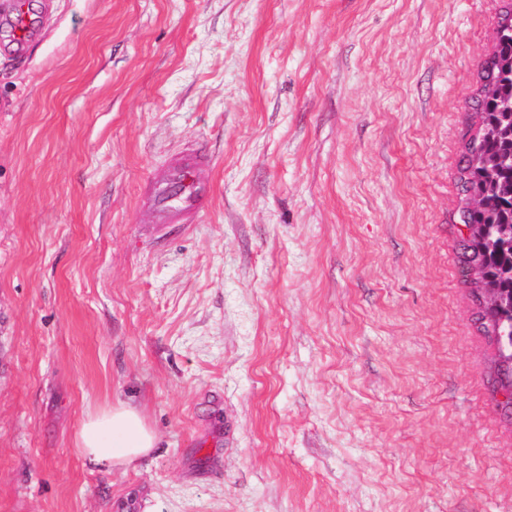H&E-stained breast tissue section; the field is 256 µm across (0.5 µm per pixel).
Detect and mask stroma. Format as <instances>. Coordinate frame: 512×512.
Segmentation results:
<instances>
[{"label":"stroma","mask_w":512,"mask_h":512,"mask_svg":"<svg viewBox=\"0 0 512 512\" xmlns=\"http://www.w3.org/2000/svg\"><path fill=\"white\" fill-rule=\"evenodd\" d=\"M508 0H45L0 35V512H512L458 169ZM205 142L214 197L139 187ZM127 401L156 446L72 441ZM12 4L5 11L8 15L1 18V22L9 23V41L20 52L25 51L33 42L39 18L32 9L30 0H12ZM211 158L197 143L173 155L147 178L141 201L155 216V224H196L210 203L211 187L198 173ZM155 444V433L144 414L122 401L87 412L73 438L78 455L94 466L110 470L148 455Z\"/></svg>","instance_id":"stroma-1"}]
</instances>
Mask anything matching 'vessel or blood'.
<instances>
[{
	"label": "vessel or blood",
	"instance_id": "vessel-or-blood-1",
	"mask_svg": "<svg viewBox=\"0 0 512 512\" xmlns=\"http://www.w3.org/2000/svg\"><path fill=\"white\" fill-rule=\"evenodd\" d=\"M6 21L11 45L25 51L39 24L30 0H13ZM210 165L208 152L197 143L173 155L148 176L141 201L153 211L156 224L197 222L210 203L211 187L200 176L201 170Z\"/></svg>",
	"mask_w": 512,
	"mask_h": 512
}]
</instances>
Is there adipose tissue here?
<instances>
[{
    "label": "adipose tissue",
    "instance_id": "adipose-tissue-1",
    "mask_svg": "<svg viewBox=\"0 0 512 512\" xmlns=\"http://www.w3.org/2000/svg\"><path fill=\"white\" fill-rule=\"evenodd\" d=\"M155 444V433L144 414L122 401L86 413L73 438L78 455L107 469L130 465L148 455Z\"/></svg>",
    "mask_w": 512,
    "mask_h": 512
}]
</instances>
